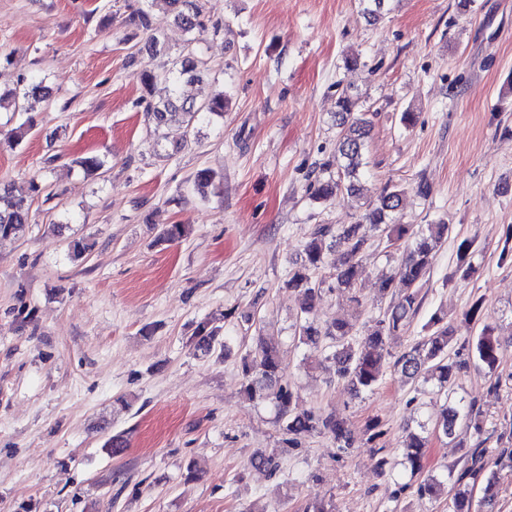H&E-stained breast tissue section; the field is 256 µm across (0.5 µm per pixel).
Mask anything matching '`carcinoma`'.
Segmentation results:
<instances>
[{
    "mask_svg": "<svg viewBox=\"0 0 512 512\" xmlns=\"http://www.w3.org/2000/svg\"><path fill=\"white\" fill-rule=\"evenodd\" d=\"M162 1L174 14V21L187 32L202 27L199 0H148L149 5ZM206 63L196 58L192 51L179 57L167 70L166 80L172 86L171 96L158 104L147 106V115L160 129L171 123L182 124L186 133L194 131L196 125L224 117L226 95L220 91L205 102L198 104L183 99L179 89L184 83L201 82L207 77ZM23 92L11 91L0 94V109L5 102L12 101L14 111L26 112L28 117L11 133L10 144H15L33 128L35 121L30 112L36 104L47 100L42 82L23 77L20 79ZM356 100L342 93L337 100L339 116L338 146L336 154L321 163L318 176L310 184V196L314 200L325 199L333 194L346 193L350 197L359 194L358 174L363 165L365 138L370 131V122L354 116ZM42 192V186L31 181L27 190L14 192L10 186H0V239L17 237L30 223L29 198ZM403 190L394 186L384 190L377 203L355 224H344L334 231L327 225L316 229L313 238L304 248L305 259L289 273L288 287L297 288L303 296L301 313L297 318L294 339L297 343L325 353V370L344 384L353 395L372 391L378 387L393 365L412 381L435 382L437 394L445 396L448 407L435 428L451 437L459 427L472 434L474 443L465 455L459 468L449 469V476L427 475L419 486L422 494L438 499L448 494V512H476L473 487L481 484L482 497L479 504L492 510L498 499L504 479L503 471L512 469V448L501 447L493 453L486 447L491 435L486 433V413L474 400H468L458 392V379L468 368V361L458 360L452 351L458 342L471 350L475 366L488 376L489 390L499 388L500 379L496 371L504 358L502 347L496 338L495 327L486 321L485 300L482 296L473 299L463 314L462 324L471 329L481 324L479 331L466 338L459 336L458 327L448 322V316L439 310L425 324L427 336L410 350L395 357L388 351V341L402 335L410 319L422 306L420 283L428 275L436 253L448 238L449 228L445 223L428 224L416 230L411 224H398L393 214L400 207ZM378 230L393 245L403 246L402 257L394 274L382 278L378 288L382 296L391 298L387 310L372 324L357 329V317L339 316L322 324L315 314V302L321 296V283L313 280V272L327 263L331 246L326 239L335 238L336 246L343 248L342 257L334 280L336 289L350 294V300L360 303L357 283L361 275V252L366 245L369 232ZM476 250V238H463L456 247V272L463 278L472 276L476 269L471 258ZM91 245L83 240H74L68 245V255L73 261H85ZM405 286V291L394 294L395 283ZM222 327L211 321L199 323L193 345L203 356L216 352L230 353L227 337L221 335ZM242 387L244 397L257 405H270L280 430L283 443L288 448H297L301 440L314 434L329 436L338 450L345 452L355 444V436L347 418L333 412L299 408L294 389L283 379L279 345L263 336L256 338L255 348L241 358ZM427 437L417 431L408 433L402 452L401 465L411 474L420 473L425 467ZM105 448L114 457L125 454L127 437L116 433L108 438ZM253 468L266 471L275 477L280 466L275 453L263 450L256 452L249 461Z\"/></svg>",
    "mask_w": 512,
    "mask_h": 512,
    "instance_id": "1",
    "label": "carcinoma"
}]
</instances>
